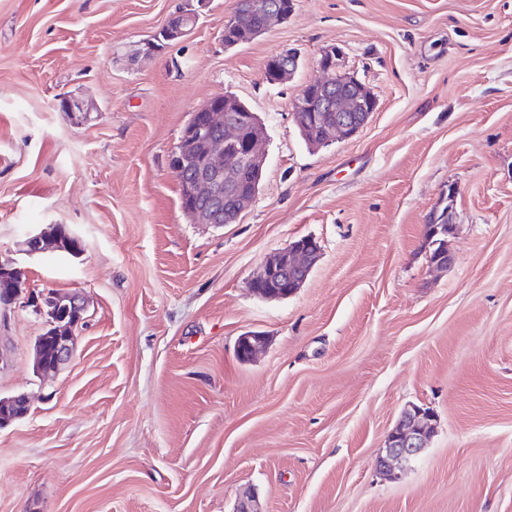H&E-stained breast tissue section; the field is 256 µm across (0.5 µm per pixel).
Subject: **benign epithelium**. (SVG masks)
Masks as SVG:
<instances>
[{
	"instance_id": "obj_1",
	"label": "benign epithelium",
	"mask_w": 512,
	"mask_h": 512,
	"mask_svg": "<svg viewBox=\"0 0 512 512\" xmlns=\"http://www.w3.org/2000/svg\"><path fill=\"white\" fill-rule=\"evenodd\" d=\"M294 10L293 0H274L260 10L262 29L268 30L288 20ZM198 15L178 14L165 29L168 41L187 36ZM342 52L332 47L318 60L325 77L308 82L295 99L292 111L295 120L321 131L325 141L347 140L356 135L370 120L376 99L370 89L355 75L341 71ZM300 66V56L293 48H285L270 56L265 65V77L272 84L290 79ZM203 146L202 161L185 178L182 156L170 163L176 179L184 184L191 213L201 224L224 223V201L234 202L233 211L241 214L254 201L256 192L242 190L250 181L253 169L263 165L261 129L252 115L234 112L229 97H213L193 112V120L183 130L178 147L185 142ZM321 255V246L312 237L299 238L265 262L252 276L251 288L273 298H284L302 287ZM26 288V281L9 260L0 261V308L16 303ZM49 307V325L60 324L54 332L56 344L53 357L36 349V369L49 373L67 363L73 351L74 330L85 322L86 303L76 293L59 299L51 294L45 298ZM265 336L249 332L239 337L238 353L249 359L264 349ZM24 395L0 402V428L28 413ZM436 430L432 411L410 405L403 410L396 425L385 440V455L378 459L380 470L394 472L395 466L408 462L427 448ZM234 512H262L256 496L243 492Z\"/></svg>"
}]
</instances>
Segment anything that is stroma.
Listing matches in <instances>:
<instances>
[{
  "label": "stroma",
  "mask_w": 512,
  "mask_h": 512,
  "mask_svg": "<svg viewBox=\"0 0 512 512\" xmlns=\"http://www.w3.org/2000/svg\"><path fill=\"white\" fill-rule=\"evenodd\" d=\"M237 0H0V260L87 302L70 361L34 370L47 314L0 328V512H512V0H294L228 49ZM185 38L153 48L177 12ZM298 49L272 85L267 59ZM330 47L377 107L313 150L292 114ZM231 93L261 118L259 192L235 223L184 214L170 161L191 113ZM80 103L62 109V99ZM456 196H449V189ZM453 205V265L425 226ZM64 224L83 253L29 254ZM310 236L284 299L256 268ZM268 338L246 362L240 336ZM410 405L428 448L376 467ZM293 10L294 2L292 0H275V2L270 3L259 12L263 17L262 29L267 31L276 24L286 22ZM299 66L300 56L297 51L285 48L267 59L265 77L271 84H282L296 73ZM432 222V219L430 220ZM429 231V239H433L436 235L439 234V228L436 224H429L428 227ZM448 237V233L446 235H440L433 239L432 242H430L433 246V249L430 254L437 252L440 250L443 244L447 245L446 238ZM439 241V242H436ZM446 242V243H445ZM434 243H438L436 245H433ZM454 262V256L453 254L448 250V253L444 252L443 250H440L435 256L429 255V265L434 270H442L448 268V266L452 265ZM0 428L8 425L14 420L24 417L28 413L29 403L25 395L2 400L0 402Z\"/></svg>",
  "instance_id": "35a3bbf8"
}]
</instances>
